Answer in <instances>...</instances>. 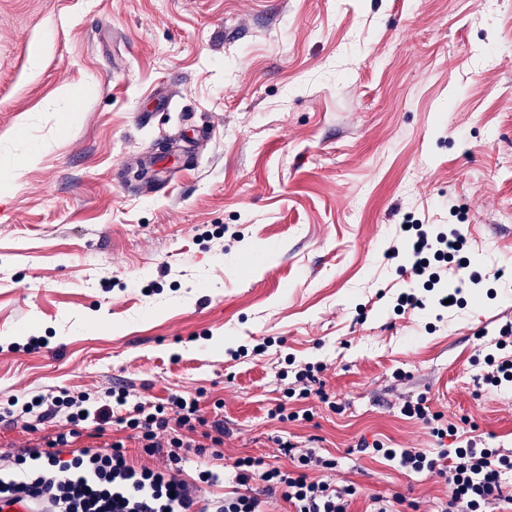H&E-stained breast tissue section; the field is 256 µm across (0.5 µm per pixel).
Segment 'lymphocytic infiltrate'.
<instances>
[{"instance_id":"lymphocytic-infiltrate-1","label":"lymphocytic infiltrate","mask_w":512,"mask_h":512,"mask_svg":"<svg viewBox=\"0 0 512 512\" xmlns=\"http://www.w3.org/2000/svg\"><path fill=\"white\" fill-rule=\"evenodd\" d=\"M411 258L403 272L410 279L431 288L441 276L439 263L454 259L463 249L464 237L458 231L429 234L414 225L409 239ZM496 353L484 358L482 379L500 386L512 382V323L501 326L494 339ZM86 394H66L48 398L37 394L21 407L24 429L36 430L48 418H64L66 430L57 432L48 444H34L20 454L0 453V468L36 461L30 472L0 475L1 500H28L36 512H263L264 497L281 495L293 512H349L357 489L333 486L308 476L309 467L335 468L333 460L309 450L295 453L293 444H282L285 454L295 455L294 470H284L260 459L238 458L232 468L236 491L224 496L203 498L205 488L219 483L221 474L211 467L201 468L193 481L181 479L182 464L191 450L199 448L198 426L209 425L213 444L224 435L222 421L205 422L199 400L179 393L165 402L133 399L124 387L113 390L111 398L96 408L86 406ZM133 432L145 454L158 458L154 467L131 465L116 441L107 449L84 447L63 458L61 449L70 446L81 431L94 428L104 434L108 424ZM374 452L399 467L415 472L440 475L448 484V498L439 512H487L489 505L504 500L503 481L512 474V452L479 446L476 439L464 446L432 453L421 448H386L374 444Z\"/></svg>"}]
</instances>
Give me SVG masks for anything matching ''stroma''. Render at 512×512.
Segmentation results:
<instances>
[{
	"instance_id": "35a3bbf8",
	"label": "stroma",
	"mask_w": 512,
	"mask_h": 512,
	"mask_svg": "<svg viewBox=\"0 0 512 512\" xmlns=\"http://www.w3.org/2000/svg\"><path fill=\"white\" fill-rule=\"evenodd\" d=\"M37 148L0 194V404L196 394L224 443L183 479L220 453L230 492L285 440L335 460L311 475L349 512L448 497L359 449H436L404 400L512 450V389L475 381L512 321V0H0V170ZM408 214L459 224L462 305L395 312ZM291 359L326 365L309 398ZM62 424L0 417V451Z\"/></svg>"
}]
</instances>
